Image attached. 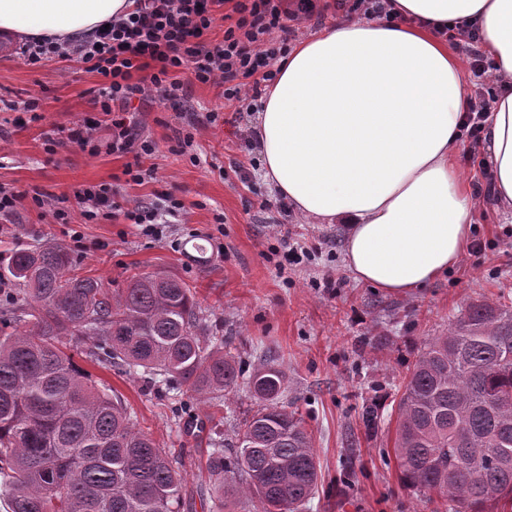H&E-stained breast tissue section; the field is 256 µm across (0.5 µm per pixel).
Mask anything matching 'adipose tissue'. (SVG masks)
<instances>
[{
	"label": "adipose tissue",
	"instance_id": "1",
	"mask_svg": "<svg viewBox=\"0 0 512 512\" xmlns=\"http://www.w3.org/2000/svg\"><path fill=\"white\" fill-rule=\"evenodd\" d=\"M133 0H0V32L76 41ZM408 24L337 20L278 63L257 116L264 177L302 216L347 225L359 282L405 293L454 268L473 195L455 159L467 79L435 27L467 20L501 86L485 122L499 203L512 209V0H395Z\"/></svg>",
	"mask_w": 512,
	"mask_h": 512
}]
</instances>
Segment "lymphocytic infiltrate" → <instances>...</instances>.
I'll return each mask as SVG.
<instances>
[{
    "mask_svg": "<svg viewBox=\"0 0 512 512\" xmlns=\"http://www.w3.org/2000/svg\"><path fill=\"white\" fill-rule=\"evenodd\" d=\"M226 6L236 20L216 41L211 32L223 19ZM331 10L348 19L358 16L391 23L399 18L390 0H135L132 12L97 29L85 43L33 41L25 45L22 56L33 66L69 59L100 75L93 108L109 118L113 153L132 155L124 174L140 185L151 175L143 160L155 146L141 138L137 123L128 115L133 100L180 101L184 95L180 76L188 72L204 84L223 83L227 103L241 102L247 111H257L262 90L275 80L276 65L288 54L300 25L322 22ZM142 70L149 71L148 80H134V72ZM76 196L85 222L122 219L151 237L158 236L161 224L178 217L183 208L179 199L170 196L160 210H125L108 183L80 188Z\"/></svg>",
    "mask_w": 512,
    "mask_h": 512,
    "instance_id": "obj_1",
    "label": "lymphocytic infiltrate"
}]
</instances>
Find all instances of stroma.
Instances as JSON below:
<instances>
[{"mask_svg": "<svg viewBox=\"0 0 512 512\" xmlns=\"http://www.w3.org/2000/svg\"><path fill=\"white\" fill-rule=\"evenodd\" d=\"M0 53V101L37 99L38 120L15 124L0 112V185L28 192L22 206L0 216V254L18 247L54 243L72 248L82 274L125 287L129 277L164 271L184 280L211 321L224 327L231 353L253 368L262 355L282 362L288 398L314 439L321 482L304 512H442L437 496L416 493L399 480L393 454L395 407L400 381L425 342L447 333L472 302L512 306V211L496 200L476 197L473 235L486 244L482 257L463 254L448 274L425 287L394 293L357 282L343 261L346 227L315 224L289 205H275L264 181L263 157L251 150L241 123L226 108L222 87L186 79V107L197 113L195 140L188 152L176 149L183 120L171 104L136 102V120L155 146L143 165L155 170L144 184L127 182L128 156L107 153L106 126L94 136L98 154L75 144L48 152V131L92 115L91 99L100 77L76 64L53 61L36 66L11 39ZM218 110L210 124L205 115ZM109 183L120 191L123 209L158 207L164 193L183 202L179 224L162 238L136 226L84 223L74 189ZM67 196L71 224L53 223L35 208L31 194ZM271 209H262L264 201ZM85 246L73 249L69 228ZM204 239V259L190 256V244ZM313 250L311 258L289 262L284 242ZM341 286L321 287L324 277ZM77 363L93 380L111 387L134 413L139 429L178 458L185 477L181 512H215L206 471L209 439L235 441V420L253 412L246 390L229 404L190 401L180 407L174 394L148 388L121 366ZM378 404L381 420L367 431L366 405Z\"/></svg>", "mask_w": 512, "mask_h": 512, "instance_id": "1", "label": "stroma"}]
</instances>
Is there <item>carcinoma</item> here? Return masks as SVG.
I'll use <instances>...</instances> for the list:
<instances>
[{
	"mask_svg": "<svg viewBox=\"0 0 512 512\" xmlns=\"http://www.w3.org/2000/svg\"><path fill=\"white\" fill-rule=\"evenodd\" d=\"M0 498L9 512H180L183 474L134 415L73 359L115 361L151 387L220 399L248 387L254 413L212 442L218 509L300 512L318 491L311 434L284 398L288 375L263 358L243 378L193 288L167 273L117 291L75 273L59 245L0 256ZM393 451L401 483L444 512L512 503V309L469 304L405 375Z\"/></svg>",
	"mask_w": 512,
	"mask_h": 512,
	"instance_id": "cac0c4a2",
	"label": "carcinoma"
}]
</instances>
